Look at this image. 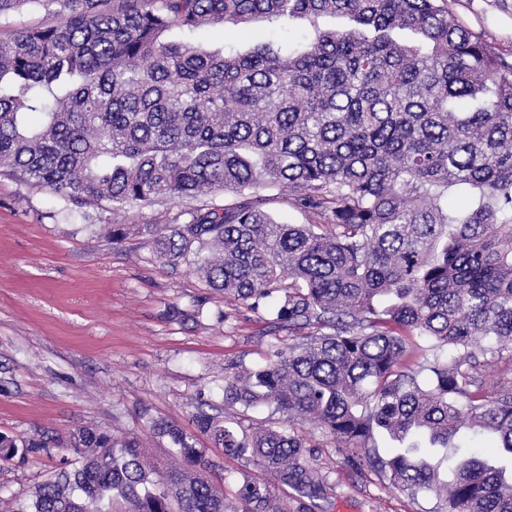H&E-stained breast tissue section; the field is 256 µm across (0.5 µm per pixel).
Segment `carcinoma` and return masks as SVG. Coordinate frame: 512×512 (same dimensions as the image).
I'll use <instances>...</instances> for the list:
<instances>
[{
    "instance_id": "1",
    "label": "carcinoma",
    "mask_w": 512,
    "mask_h": 512,
    "mask_svg": "<svg viewBox=\"0 0 512 512\" xmlns=\"http://www.w3.org/2000/svg\"><path fill=\"white\" fill-rule=\"evenodd\" d=\"M444 2L0 0V18L59 6L0 38V168L111 211L238 195L108 234L150 236L167 264L288 331L265 364L224 376V411L268 406L288 428L240 434L203 410L190 431L157 423L182 462L170 470L134 437L0 435V460L76 455L9 512H311L338 483L303 422L431 512H512V473L492 460L512 458V383L483 375L512 354V64ZM321 16L356 26L245 53L170 37ZM266 190L324 223L277 222ZM418 337L431 345L410 364ZM197 432L289 492L247 478L228 500ZM382 433L400 446L379 452Z\"/></svg>"
}]
</instances>
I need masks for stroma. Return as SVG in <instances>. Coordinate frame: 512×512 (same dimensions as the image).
I'll use <instances>...</instances> for the list:
<instances>
[{
    "mask_svg": "<svg viewBox=\"0 0 512 512\" xmlns=\"http://www.w3.org/2000/svg\"><path fill=\"white\" fill-rule=\"evenodd\" d=\"M447 6L512 63V0H448ZM345 24L337 16L283 26L256 21L189 39L245 52L262 37L291 41ZM194 206L186 200L112 213L79 208L0 171V434L65 438L91 428L137 437L152 463L179 467L154 423L190 427L201 406L223 414L226 365L262 364L275 335L265 312L207 288L194 266L168 265L150 237L134 234L115 244L101 226L185 224ZM301 429L318 447L319 466L339 484L323 512H430L433 499L353 475L320 430L306 422ZM200 445L221 465L226 496L243 477L268 481L249 458L225 456L206 439ZM70 456L52 448L0 460V503L28 496Z\"/></svg>",
    "mask_w": 512,
    "mask_h": 512,
    "instance_id": "1",
    "label": "stroma"
}]
</instances>
